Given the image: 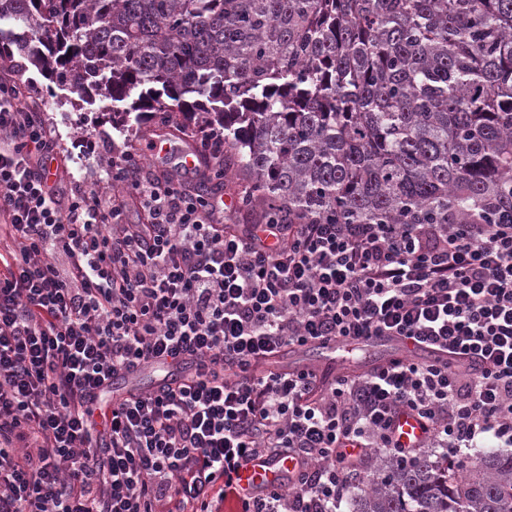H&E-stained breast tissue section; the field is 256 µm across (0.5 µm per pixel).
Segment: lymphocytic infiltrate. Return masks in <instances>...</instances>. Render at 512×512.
I'll use <instances>...</instances> for the list:
<instances>
[{"label":"lymphocytic infiltrate","instance_id":"lymphocytic-infiltrate-1","mask_svg":"<svg viewBox=\"0 0 512 512\" xmlns=\"http://www.w3.org/2000/svg\"><path fill=\"white\" fill-rule=\"evenodd\" d=\"M0 83V512H339L373 456L512 447V219L224 230V202L113 155L117 190L62 189L58 141ZM135 202L146 221L127 224ZM398 336L404 355L322 385L288 347ZM151 390L115 377L178 368ZM421 422V448L394 422ZM260 459L293 461L240 488Z\"/></svg>","mask_w":512,"mask_h":512}]
</instances>
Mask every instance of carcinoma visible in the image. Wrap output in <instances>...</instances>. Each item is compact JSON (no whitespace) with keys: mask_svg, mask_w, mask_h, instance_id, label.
<instances>
[{"mask_svg":"<svg viewBox=\"0 0 512 512\" xmlns=\"http://www.w3.org/2000/svg\"><path fill=\"white\" fill-rule=\"evenodd\" d=\"M26 60L131 135L224 143L200 196L282 224H491L512 211V0H0ZM347 512H512V452L463 475L378 457Z\"/></svg>","mask_w":512,"mask_h":512,"instance_id":"cac0c4a2","label":"carcinoma"}]
</instances>
